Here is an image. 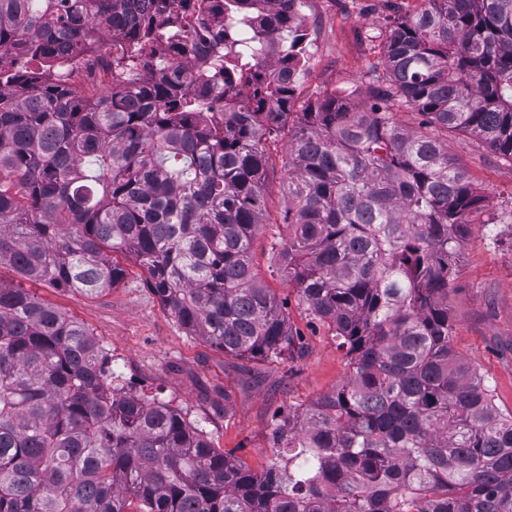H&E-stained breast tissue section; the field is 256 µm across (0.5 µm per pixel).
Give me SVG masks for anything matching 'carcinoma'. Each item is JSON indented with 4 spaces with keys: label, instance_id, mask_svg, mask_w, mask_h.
<instances>
[{
    "label": "carcinoma",
    "instance_id": "carcinoma-1",
    "mask_svg": "<svg viewBox=\"0 0 512 512\" xmlns=\"http://www.w3.org/2000/svg\"><path fill=\"white\" fill-rule=\"evenodd\" d=\"M0 0V264L85 294L148 274L161 305L226 355L294 347L252 247L264 224L265 136L289 129L279 272L347 348L332 394L272 431L260 473L167 403L116 382L84 325L0 284V512H512V414L454 350L448 281L483 198L435 135L512 160V0H423L388 30L360 106L331 94L288 126L305 59L295 0ZM224 12L208 68L143 79L180 18ZM276 37L266 81L236 26ZM121 43L136 86L89 97L36 66ZM250 75L245 94L237 81ZM224 87V120L211 90Z\"/></svg>",
    "mask_w": 512,
    "mask_h": 512
}]
</instances>
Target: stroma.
Returning <instances> with one entry per match:
<instances>
[{
	"label": "stroma",
	"mask_w": 512,
	"mask_h": 512,
	"mask_svg": "<svg viewBox=\"0 0 512 512\" xmlns=\"http://www.w3.org/2000/svg\"><path fill=\"white\" fill-rule=\"evenodd\" d=\"M420 5L421 0H305L313 24L297 109L334 92L364 103L373 69L384 64L388 25ZM440 139L483 198L481 209L467 217L471 232L459 245L448 285L454 348L491 386L498 410L512 414V160L463 132ZM267 150L268 222L254 240L253 259L287 317L292 355L237 358L189 335L134 264L123 281L93 296L28 281L11 267H0L1 283L29 290L87 326L125 387L179 409L215 447L257 472L270 461L275 423L334 392L349 372L347 351L332 326L279 273L280 257L271 243L288 236L279 223L288 204L285 137L268 139Z\"/></svg>",
	"instance_id": "stroma-1"
}]
</instances>
